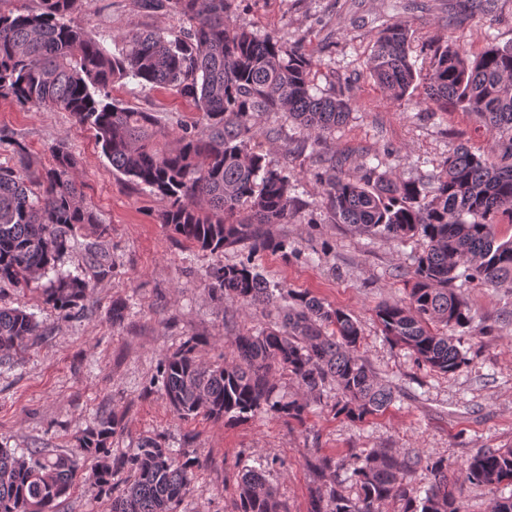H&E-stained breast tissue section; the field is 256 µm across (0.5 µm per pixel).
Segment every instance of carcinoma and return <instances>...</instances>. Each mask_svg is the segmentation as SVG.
<instances>
[{
  "instance_id": "1",
  "label": "carcinoma",
  "mask_w": 512,
  "mask_h": 512,
  "mask_svg": "<svg viewBox=\"0 0 512 512\" xmlns=\"http://www.w3.org/2000/svg\"><path fill=\"white\" fill-rule=\"evenodd\" d=\"M13 2L0 0V99L69 112L92 129L113 169L167 199L160 221L185 242L212 254L246 247L239 263L211 268V296L243 308L277 306L274 325L233 337L231 362H201L194 338L164 356L159 380L174 411L226 422L266 412L302 425L328 388L337 392L330 412L353 422L392 406L397 396L361 354L362 330L352 315L308 292L273 293L255 264L266 252L298 257L270 226L289 223L301 207L288 168L254 148L261 121L283 114L324 139L346 120L353 99L314 90L316 63L301 46L234 23L237 0H135L139 11L177 15L185 26L177 32L133 28L117 54L72 22L82 0H33L30 8ZM410 39L408 22L390 23L377 33L369 57V78L394 103L410 100L417 79ZM125 79L192 99L198 119L179 124L174 145L163 146L170 132L157 115L112 97ZM424 103L471 113L497 149L484 156L453 146L431 175L430 192L366 164L351 176L333 156L314 177L334 223L400 242L425 241L406 279V298L378 304L375 314L383 336L418 364L453 374L467 363L468 351L450 331L474 320L456 282L512 287V238L502 240L496 231L512 224V45L476 55L458 41L437 45ZM52 157L36 175L0 166V292L34 288L43 304L70 316L84 311L93 281L110 273L105 255L90 247L89 276L58 272L44 285L40 280L83 226H97L101 236L107 228L85 201L75 156L59 146ZM42 336L34 314L0 305V366L22 359ZM281 375L297 383L300 396H280ZM119 430L116 419L101 418L75 437L79 453L97 461L108 512H180L195 458L152 436L141 438L133 454L114 458L110 444ZM312 468L328 483L315 489L310 512H383L393 499L400 512H461L460 481L493 492L512 486V448L466 458L458 476L446 460L395 448H353L338 461L317 456ZM418 469L430 476L422 490L406 482ZM75 472L68 454L31 448L20 455L0 447V512H55ZM347 481L357 497L344 494ZM235 512L286 510L263 473L250 470L238 481Z\"/></svg>"
}]
</instances>
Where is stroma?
<instances>
[{"label": "stroma", "instance_id": "1", "mask_svg": "<svg viewBox=\"0 0 512 512\" xmlns=\"http://www.w3.org/2000/svg\"><path fill=\"white\" fill-rule=\"evenodd\" d=\"M480 7L478 17L464 21L455 0H237L238 24L302 44L317 63V91L342 90L354 99L346 122L321 142L286 117L263 121L256 148L272 163L288 166L301 200L290 223L273 225L272 231L304 258L289 262L266 253L256 263L268 282L311 292L360 322L365 358L400 394L389 410L360 423L330 413V392L302 426L264 412L229 423L174 414L157 381L164 355L193 337L201 361L220 362L231 354L233 336L275 321L273 308L244 309L207 295L209 270L238 262L245 249L217 255L181 241L159 222L165 199L115 172L92 130L67 112H32L0 100V129L13 135L0 141V165L23 163L37 171L49 166L56 145H64L79 161L88 203L109 228L101 239L83 230L59 270L86 273L87 249L95 242L112 264L111 275L97 281L77 315L66 317L45 306L34 290L0 294V302L34 313L46 332L21 361L0 367V446L75 455L79 431L99 418H116L121 431L112 439L113 456L132 454L140 437L151 435L197 458L180 512H234L237 481L249 469L263 472L287 512H310L318 485L310 460L317 452L342 459L353 448H395L443 458L455 469L479 451L512 447V289L468 285L465 295L477 325H492V333L480 335L477 325L467 330L469 362L457 373L418 366L407 350L382 335L375 308L404 298V274L413 255L422 252V240L400 243L333 223L314 178L324 159L334 155L344 159L343 170L350 174L377 163L426 184L453 145L466 144L477 154L493 150L494 137L473 116L428 111L420 88L405 106H396L366 74L375 35L397 20L411 25L412 56L423 74L441 42L463 41L474 54L512 45V0H482ZM72 20L114 50L128 30L176 31L183 25L173 15L141 16L134 0H82ZM112 95L172 124L198 117L189 99L164 87L144 89L129 81L116 84ZM116 298L129 309L115 325L108 308ZM56 512H107L93 460L78 457L73 488Z\"/></svg>", "mask_w": 512, "mask_h": 512}]
</instances>
